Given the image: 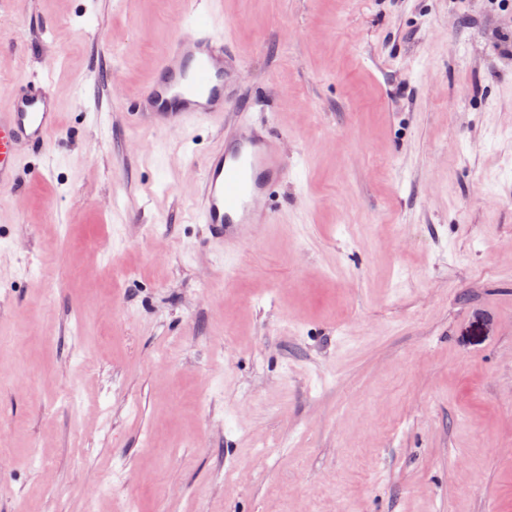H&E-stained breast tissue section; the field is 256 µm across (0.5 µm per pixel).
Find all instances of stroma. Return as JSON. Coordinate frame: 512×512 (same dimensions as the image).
Segmentation results:
<instances>
[{
    "label": "stroma",
    "instance_id": "35a3bbf8",
    "mask_svg": "<svg viewBox=\"0 0 512 512\" xmlns=\"http://www.w3.org/2000/svg\"><path fill=\"white\" fill-rule=\"evenodd\" d=\"M194 9L289 170L229 257L219 132L125 116ZM41 76L0 512H512V0H0V106Z\"/></svg>",
    "mask_w": 512,
    "mask_h": 512
}]
</instances>
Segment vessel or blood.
Segmentation results:
<instances>
[{"label": "vessel or blood", "instance_id": "vessel-or-blood-1", "mask_svg": "<svg viewBox=\"0 0 512 512\" xmlns=\"http://www.w3.org/2000/svg\"><path fill=\"white\" fill-rule=\"evenodd\" d=\"M8 98L7 109H0L1 190L14 186L27 151L46 149L60 124L47 79L24 81ZM231 113L235 128L223 146L202 158L196 210L197 223L224 252L237 250L252 225L274 222L269 194L287 179L288 168L269 124L250 120L249 107L226 93L224 37L205 15L172 38L155 77L134 100L131 117L148 130L186 131L223 124Z\"/></svg>", "mask_w": 512, "mask_h": 512}]
</instances>
